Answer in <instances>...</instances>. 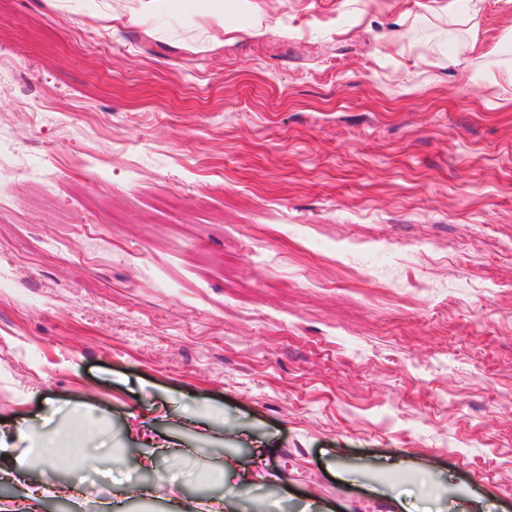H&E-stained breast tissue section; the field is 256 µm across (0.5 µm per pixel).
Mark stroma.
I'll list each match as a JSON object with an SVG mask.
<instances>
[{"instance_id":"1","label":"stroma","mask_w":512,"mask_h":512,"mask_svg":"<svg viewBox=\"0 0 512 512\" xmlns=\"http://www.w3.org/2000/svg\"><path fill=\"white\" fill-rule=\"evenodd\" d=\"M250 2L0 0L5 444L40 512H512V0Z\"/></svg>"}]
</instances>
